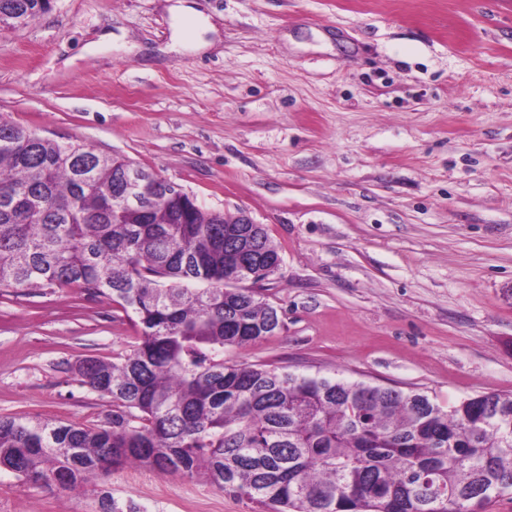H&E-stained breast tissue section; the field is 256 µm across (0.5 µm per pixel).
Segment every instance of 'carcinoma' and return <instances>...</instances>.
<instances>
[{"instance_id": "carcinoma-1", "label": "carcinoma", "mask_w": 512, "mask_h": 512, "mask_svg": "<svg viewBox=\"0 0 512 512\" xmlns=\"http://www.w3.org/2000/svg\"><path fill=\"white\" fill-rule=\"evenodd\" d=\"M51 0H0V25L28 26ZM122 156L38 137L0 120V289L78 288L137 330L112 360L79 358L80 384L112 402L98 424L0 416V468L74 491L138 464L204 475L265 512H446L512 490V395L443 408L425 392L224 361L261 340L277 309L224 287V252L244 225L197 203L149 213L112 192ZM255 266L278 255L253 232ZM100 512L120 507L103 491Z\"/></svg>"}]
</instances>
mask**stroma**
I'll use <instances>...</instances> for the list:
<instances>
[{
	"instance_id": "stroma-1",
	"label": "stroma",
	"mask_w": 512,
	"mask_h": 512,
	"mask_svg": "<svg viewBox=\"0 0 512 512\" xmlns=\"http://www.w3.org/2000/svg\"><path fill=\"white\" fill-rule=\"evenodd\" d=\"M55 0L0 28V118L120 154L205 208L246 212L282 264L280 326L231 363L426 392L512 393V0ZM136 336L106 298L0 290V415L99 422L72 364ZM141 512H262L145 466ZM0 512H100L92 487L0 469Z\"/></svg>"
}]
</instances>
